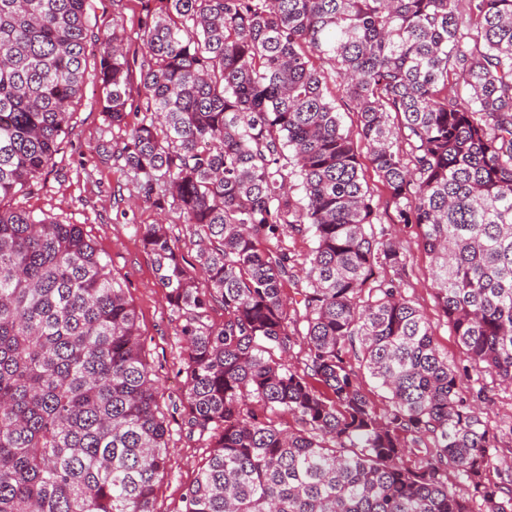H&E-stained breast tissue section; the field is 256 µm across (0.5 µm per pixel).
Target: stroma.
Masks as SVG:
<instances>
[{"instance_id":"35a3bbf8","label":"stroma","mask_w":512,"mask_h":512,"mask_svg":"<svg viewBox=\"0 0 512 512\" xmlns=\"http://www.w3.org/2000/svg\"><path fill=\"white\" fill-rule=\"evenodd\" d=\"M91 4V14L99 27L111 26L116 20L123 22L127 49L139 51L138 0H91ZM97 98L93 79H86L82 97L74 107L71 130L52 167L39 190L18 198L16 204L38 215L47 214L64 223L82 225L121 281L136 309L161 408L171 415L170 472L157 489L155 509L182 512L183 495L193 482L207 448L205 442L189 437L180 416L171 413L184 384L179 373L183 357V345L177 336L180 318L158 282L152 255L143 249L135 231L136 224L154 223L161 215L149 204L131 200L125 177L100 162L95 146L105 123ZM364 177L378 204L382 223L400 242L407 258L406 296L430 322L434 342L449 365L465 370V385L486 388L489 399L483 406L484 420L491 428L507 432L512 427V384L487 373L468 370L464 351L435 301L430 260L422 249L419 228L398 223L395 207L372 168H365Z\"/></svg>"}]
</instances>
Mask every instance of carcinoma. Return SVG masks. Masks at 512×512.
Instances as JSON below:
<instances>
[{"label":"carcinoma","instance_id":"1","mask_svg":"<svg viewBox=\"0 0 512 512\" xmlns=\"http://www.w3.org/2000/svg\"><path fill=\"white\" fill-rule=\"evenodd\" d=\"M139 4L131 59L119 24L90 25V0H0V512H155L169 472L122 283L82 225L12 205L53 164L94 46L102 154L196 238L189 261L166 225H136L181 320L183 412L210 448L183 512H512L483 389H463L405 296L357 146L420 228L471 367L512 384V0ZM293 235L314 241L300 276ZM329 98L335 99L336 108L343 115L344 126L347 130H349L353 137L355 138L357 131V115L354 112L353 106L347 101L346 98L343 97L341 91L338 89V86L332 82H329Z\"/></svg>","mask_w":512,"mask_h":512}]
</instances>
